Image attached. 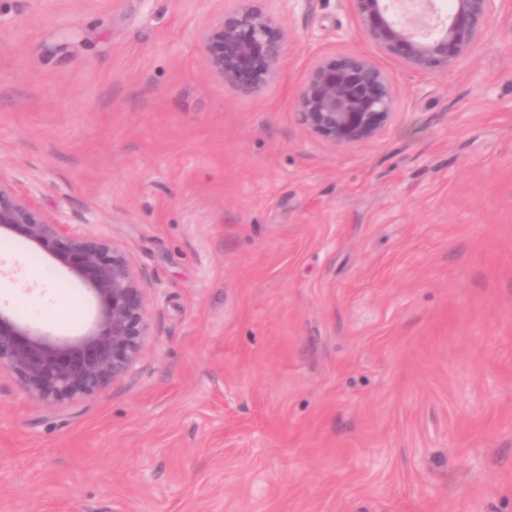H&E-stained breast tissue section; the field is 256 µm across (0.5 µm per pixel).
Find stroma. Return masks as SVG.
Here are the masks:
<instances>
[{
	"label": "stroma",
	"mask_w": 512,
	"mask_h": 512,
	"mask_svg": "<svg viewBox=\"0 0 512 512\" xmlns=\"http://www.w3.org/2000/svg\"><path fill=\"white\" fill-rule=\"evenodd\" d=\"M237 0H0V176L141 271L133 370L48 408L0 370V512H512V0L448 72L388 69L382 134L296 120L346 0H253L286 40L255 96L198 34ZM0 308L93 303L0 236Z\"/></svg>",
	"instance_id": "35a3bbf8"
}]
</instances>
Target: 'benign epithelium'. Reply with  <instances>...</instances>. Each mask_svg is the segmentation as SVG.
Instances as JSON below:
<instances>
[{"label":"benign epithelium","instance_id":"benign-epithelium-1","mask_svg":"<svg viewBox=\"0 0 512 512\" xmlns=\"http://www.w3.org/2000/svg\"><path fill=\"white\" fill-rule=\"evenodd\" d=\"M243 5L213 17L199 46L213 77L241 95L272 83L285 53L274 19ZM365 42L376 52L324 53L299 87L294 112L312 136L353 147L376 139L394 113L391 76L378 58L421 75L450 70L484 34L498 0H452L448 22L423 37L396 21L387 0H346ZM23 238L51 256L92 297V325L72 338L42 333L0 310V369L19 379L28 396L46 406L79 403L123 378L150 341L148 295L128 253L112 240L62 224L18 195L0 176V233Z\"/></svg>","mask_w":512,"mask_h":512}]
</instances>
